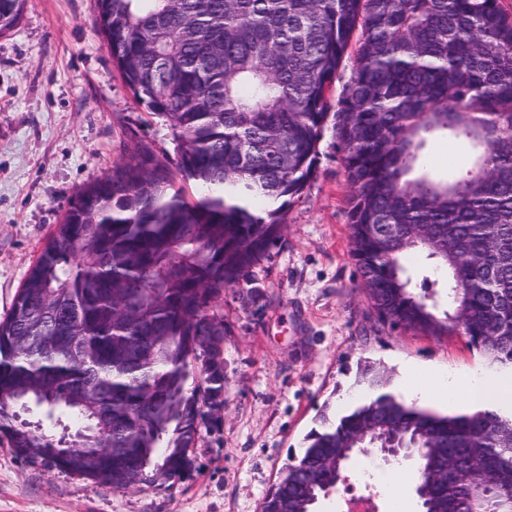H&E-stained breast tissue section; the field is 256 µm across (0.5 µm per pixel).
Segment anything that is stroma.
<instances>
[{"mask_svg":"<svg viewBox=\"0 0 512 512\" xmlns=\"http://www.w3.org/2000/svg\"><path fill=\"white\" fill-rule=\"evenodd\" d=\"M95 0H27L0 36V320L80 190L126 160L137 136L172 152L112 65ZM342 154L325 132L316 174L286 209V228L254 271L255 298L228 288L224 414L202 433L191 478L121 490L30 463L0 439V512H260L321 415L340 417L369 395L370 360L400 391L404 365L457 373L488 366L467 336L381 324L364 290L347 218Z\"/></svg>","mask_w":512,"mask_h":512,"instance_id":"35a3bbf8","label":"stroma"}]
</instances>
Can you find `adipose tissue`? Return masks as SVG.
Returning <instances> with one entry per match:
<instances>
[{
	"instance_id": "ef3b65f1",
	"label": "adipose tissue",
	"mask_w": 512,
	"mask_h": 512,
	"mask_svg": "<svg viewBox=\"0 0 512 512\" xmlns=\"http://www.w3.org/2000/svg\"><path fill=\"white\" fill-rule=\"evenodd\" d=\"M416 374V368L409 366L402 376L403 388L411 399L433 398L451 407L462 403L474 410L492 403L512 412V375H459L441 370L432 372L430 384L421 385L415 380Z\"/></svg>"
}]
</instances>
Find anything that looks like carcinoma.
<instances>
[{
  "mask_svg": "<svg viewBox=\"0 0 512 512\" xmlns=\"http://www.w3.org/2000/svg\"><path fill=\"white\" fill-rule=\"evenodd\" d=\"M26 0H0V35ZM99 31L134 99L166 127L175 162L149 144L78 194L0 321V435L15 454L56 448L49 429L82 436L67 458L38 462L113 490L194 470L201 427L224 403V288L247 287L282 239L284 207L315 174L328 120L349 185L352 254L379 318L433 336L462 331L492 368L512 367V16L500 0H96ZM354 48L342 95L333 84ZM460 144L462 166L433 173L426 146ZM195 182L189 201L173 170ZM422 254L437 279L417 284ZM54 349L17 346L30 318ZM197 383L190 387V376ZM323 418L264 499L303 512L336 488L329 459L378 434L417 457L420 512H483L455 466L476 462L512 512V416L442 415L386 391ZM129 448L118 462L109 446ZM448 466V481L425 484ZM318 481L306 483L310 473Z\"/></svg>",
  "mask_w": 512,
  "mask_h": 512,
  "instance_id": "cac0c4a2",
  "label": "carcinoma"
}]
</instances>
